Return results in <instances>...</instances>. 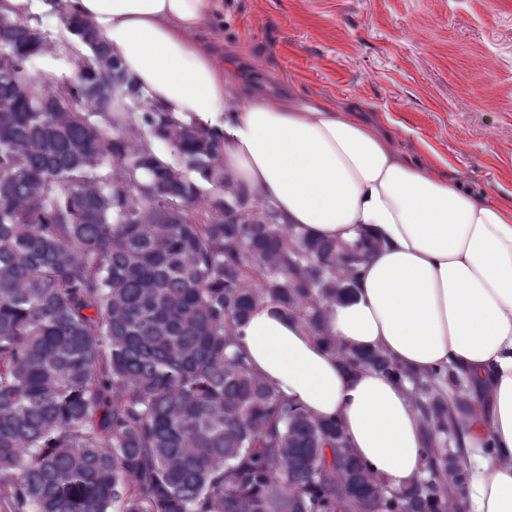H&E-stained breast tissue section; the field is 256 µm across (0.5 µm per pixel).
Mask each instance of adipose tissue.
<instances>
[{"label": "adipose tissue", "mask_w": 512, "mask_h": 512, "mask_svg": "<svg viewBox=\"0 0 512 512\" xmlns=\"http://www.w3.org/2000/svg\"><path fill=\"white\" fill-rule=\"evenodd\" d=\"M88 21L141 97L223 144L224 168L301 235L370 245L328 330L408 373L445 365L466 394L448 425L468 471L466 512H512V202H492L410 160L359 106L272 102L234 91L206 28L222 0H63ZM256 373L314 417L341 423L385 488L420 477L425 432L407 382L345 370L296 318L268 304L236 330Z\"/></svg>", "instance_id": "adipose-tissue-1"}]
</instances>
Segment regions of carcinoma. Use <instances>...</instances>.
<instances>
[{"mask_svg": "<svg viewBox=\"0 0 512 512\" xmlns=\"http://www.w3.org/2000/svg\"><path fill=\"white\" fill-rule=\"evenodd\" d=\"M82 72L0 0V512H451L467 475L440 369L329 342L408 380L423 476L387 494L340 423L253 370L235 330L273 303L320 339L362 244L240 193L208 129L158 112L77 17ZM52 53L65 69L32 74ZM170 149L165 154L158 149Z\"/></svg>", "mask_w": 512, "mask_h": 512, "instance_id": "carcinoma-1", "label": "carcinoma"}]
</instances>
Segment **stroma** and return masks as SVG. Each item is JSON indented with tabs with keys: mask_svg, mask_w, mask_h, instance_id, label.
<instances>
[{
	"mask_svg": "<svg viewBox=\"0 0 512 512\" xmlns=\"http://www.w3.org/2000/svg\"><path fill=\"white\" fill-rule=\"evenodd\" d=\"M215 48L272 100L387 116L408 157L512 201V0H223Z\"/></svg>",
	"mask_w": 512,
	"mask_h": 512,
	"instance_id": "obj_1",
	"label": "stroma"
}]
</instances>
